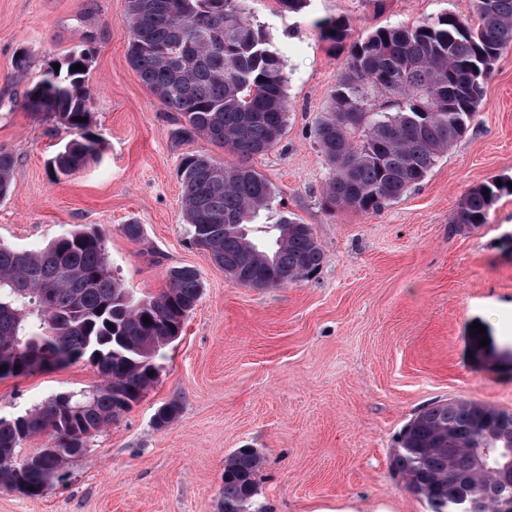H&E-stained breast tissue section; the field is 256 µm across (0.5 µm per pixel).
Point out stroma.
<instances>
[{
	"instance_id": "stroma-1",
	"label": "stroma",
	"mask_w": 512,
	"mask_h": 512,
	"mask_svg": "<svg viewBox=\"0 0 512 512\" xmlns=\"http://www.w3.org/2000/svg\"><path fill=\"white\" fill-rule=\"evenodd\" d=\"M247 16L278 49L288 122L252 166L274 187L276 210L312 226L323 261L312 278L247 288L191 246L178 176L183 157L236 155L203 139L178 140L164 108L127 59L126 0H0V151L16 161L0 200V243L37 249L76 225L104 236L113 274L136 295L158 294L167 272L194 267L202 296L181 335L157 358L139 402L88 444L70 475L31 497L0 486V512H221L224 459L257 449L265 464L255 500L264 512H431L390 469L403 426L427 404L464 398L512 411V195L487 224L456 232L468 188L512 178V47L484 84L469 132L427 178L375 214L329 212L330 171L315 135L351 42L381 27L474 20L472 0H308L297 13L248 0ZM348 22L343 45L320 36ZM92 50L86 83L100 155L54 176L50 159L71 138L23 107L47 64ZM28 65H15L19 50ZM143 225L131 242L123 225ZM485 335L471 331L472 323ZM487 338L482 356L474 346ZM97 375L80 360L0 379V416L77 394ZM173 402L176 421L156 427Z\"/></svg>"
}]
</instances>
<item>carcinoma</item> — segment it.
<instances>
[{"mask_svg":"<svg viewBox=\"0 0 512 512\" xmlns=\"http://www.w3.org/2000/svg\"><path fill=\"white\" fill-rule=\"evenodd\" d=\"M245 0H126L127 55L142 82L178 114L174 136L203 138L239 157L206 153L183 158V215L192 243L224 272L260 276L279 288L309 279L323 253L312 227L284 212L272 224L275 190L248 160L273 149L288 116L287 78L266 32L248 21ZM478 24L448 13L434 22L379 28L354 43L324 116L319 149L333 171L323 187L327 210L378 213L420 185L468 132L483 85L501 51L512 46V0H474ZM323 39L340 44L347 23H319ZM79 64L83 70L74 72ZM88 56L73 52L59 70L47 68L27 91L24 108L69 129L73 138L52 167L63 176L99 152L86 103ZM386 98L380 112L369 95ZM14 157L0 152V199L11 192ZM512 194L507 181L471 187L453 224L459 231L487 223L493 203ZM203 291L196 269L168 270V287L138 298L112 275L107 247L94 228L75 227L35 251L0 244V347L13 349L0 378L28 375L31 357L46 367L85 360L101 381L61 394L22 415L0 417V484L22 472L28 495L43 494L58 473L85 454L86 441L119 419L120 398L137 402L154 385L156 353L181 334ZM149 322H144V319ZM20 369H15V366ZM178 417L168 403L155 414L167 427ZM47 434L52 445L17 460L24 440ZM475 448H512L493 409L466 399L420 409L400 434L390 461L407 491L432 512H450L468 486L493 483L478 471ZM263 456L239 448L224 459L221 512H262L256 505Z\"/></svg>","mask_w":512,"mask_h":512,"instance_id":"carcinoma-1","label":"carcinoma"}]
</instances>
